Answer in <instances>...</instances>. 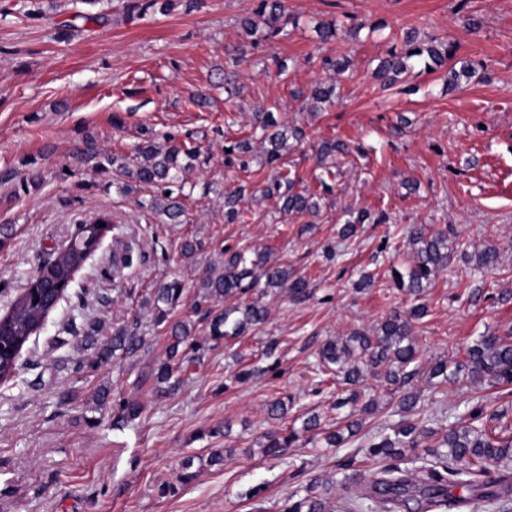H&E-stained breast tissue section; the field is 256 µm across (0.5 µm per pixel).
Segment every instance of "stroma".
<instances>
[{
	"instance_id": "obj_1",
	"label": "stroma",
	"mask_w": 512,
	"mask_h": 512,
	"mask_svg": "<svg viewBox=\"0 0 512 512\" xmlns=\"http://www.w3.org/2000/svg\"><path fill=\"white\" fill-rule=\"evenodd\" d=\"M282 2L286 35L254 46L242 22L254 18L258 0H195L191 8L179 0L142 17L128 11L129 0H0V315L80 223L105 215L115 226L30 336L14 376L0 381V512H279L312 479L340 483L344 464L362 460L364 438L400 419L383 383L366 387L377 408L364 438L268 458L258 443L309 411L330 429L347 416L336 406L343 387L315 393L311 372L326 340L375 329L389 311L413 305L390 275L411 261V225L447 231L453 255L424 293L430 313L413 335L421 369L463 357L484 335L512 340V0ZM465 15L481 21L478 33L463 27ZM359 20L365 27L349 43L320 42L314 31L320 22L346 28ZM412 28L452 45L455 61L477 66L478 77L449 90L444 70L418 66L409 78L417 93L380 90L377 64L403 50ZM237 47L245 50L242 89L229 113L224 65ZM339 54L349 57L348 71L324 69L323 57ZM319 84L335 86L333 104L302 111L294 92L307 97ZM197 93L206 100L191 105ZM258 108L304 127L306 139L286 154L299 189L319 190L316 144L349 145L318 216L281 214L277 197L259 196L244 203L245 222L225 223V192L272 177L251 127ZM148 129L174 132L199 151L182 174L184 223L140 208L148 190L119 194L113 173L74 158L86 135L127 155ZM243 138L252 146L248 168L227 166L225 146ZM360 210L386 221L358 225L340 241L346 212ZM189 239L201 244L192 264L180 254ZM330 244L343 257L326 260ZM488 244L499 249V264L476 271L473 256ZM128 246L141 261L112 272L113 256ZM228 247L270 253L312 279V296L296 302L270 291L260 299L268 319L259 329L212 338L193 308L196 286ZM365 271L372 286L354 290ZM175 278L185 287L169 318L193 325L195 349L180 385L160 391L151 371L166 360L170 338L155 325L149 298ZM121 325L137 332L141 347L98 361ZM245 369L254 377L238 380ZM414 390L412 418L434 427L464 422L481 398L496 414L489 434L512 436V385L462 377L438 387L421 378ZM279 397L290 406L277 421L267 406ZM122 401L142 411L120 427ZM163 484L174 494L159 496Z\"/></svg>"
}]
</instances>
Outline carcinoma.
Instances as JSON below:
<instances>
[{"label":"carcinoma","mask_w":512,"mask_h":512,"mask_svg":"<svg viewBox=\"0 0 512 512\" xmlns=\"http://www.w3.org/2000/svg\"><path fill=\"white\" fill-rule=\"evenodd\" d=\"M257 13L262 17L264 29H259L258 24L248 19L243 22L246 35L256 37L258 42H270L284 32L288 19L281 0H259ZM404 44V54L391 53L377 66L376 77L384 90L396 85L402 75L410 72L411 60L434 71L451 58L448 45L437 44L433 38L426 42L416 34L408 33ZM334 91L333 86H317L311 92V103L303 105L300 111H318L320 105L331 102ZM253 129L261 132V139L268 144L265 163L273 171L263 193L277 196L282 214L318 212V195L297 190L296 177L286 170L287 142L290 139L298 143L303 141V127L295 124L282 128L273 120L270 110L257 109ZM250 149L247 139L236 142L231 148V154L236 156L242 169L249 165ZM134 152L135 164L131 168L126 157L101 152L96 139L89 135L77 158L94 160L96 167L103 171L113 168L125 175L126 180L115 182L120 193H129L138 187L151 189L150 197L140 202V207L162 211L171 224L182 223L185 214L181 202L184 196L180 179L184 169L182 160L195 158V151L178 144L176 136L167 132L161 136L148 135L135 145ZM347 152L348 146L341 140L323 141L318 146L322 160ZM253 193L252 186L246 183L224 194L226 222L245 221L241 205ZM368 219L366 213L348 216L340 228V238L345 241L353 237L356 225ZM407 237L413 250V265L404 270L392 268L396 272L393 280L396 287L417 296L448 269L451 261L448 232L431 233L414 225L407 229ZM92 254L91 250L68 247L51 257L49 265L63 279L71 281L74 277L71 265L83 266ZM198 288L194 308L209 320L210 335L226 339L241 336L248 328H257L266 322V309L247 300L250 292L263 295L280 289L299 302L309 299L312 294L309 279L296 276L288 271V267L273 262L270 254L256 252L251 258L244 251L229 248L224 251L222 271L208 273L199 281ZM182 292L183 284L177 279L159 284L153 292L155 322L168 327L172 339L168 360L160 364L155 374L156 382L160 384L169 382L178 372L179 346L187 342L193 331L185 322H168L169 308L178 302ZM234 296L242 301L221 307L224 298ZM41 314L40 308L18 298L9 313V328L0 327V343L8 345L16 336L29 339L37 331ZM427 314V305L418 303L404 313H389L372 334L355 330L345 339L325 342L320 350L321 362L334 368L336 376L348 385V395L336 404L338 408L352 406L347 423L335 432H325L319 416L310 414L302 421L299 431L292 428L285 435L278 431L266 433L264 441L259 443L261 455L276 456L293 446L300 431L321 435L327 446L336 448L357 436L363 426L361 416L372 413L375 406V399L366 397L360 387V381L367 374L400 393L396 402L400 413L414 409L417 396L412 392V385L419 377L420 369L415 366L418 353L412 336L415 324ZM139 346L140 339L127 329L113 330L112 353L129 354ZM461 373L475 384L489 381L496 385H512V342L497 336H484L466 349L465 361L452 358L439 361L427 371L426 378L444 385ZM486 417L485 406L478 403L471 409L469 422L464 425L435 428L424 419L403 420L392 428V432L369 442L364 449L366 458L379 464L374 475L363 479L354 472L345 476L344 484L357 488L354 495L337 500L331 497V488L313 479L304 487V496L287 499L282 512H359L363 501L373 499L386 512H420L422 509L442 512L444 509H475L482 502H505L512 495V488L495 480L489 481L485 476L489 464L512 458V437L488 435L483 424ZM458 487L465 488L467 495H454L453 490Z\"/></svg>","instance_id":"cac0c4a2"}]
</instances>
